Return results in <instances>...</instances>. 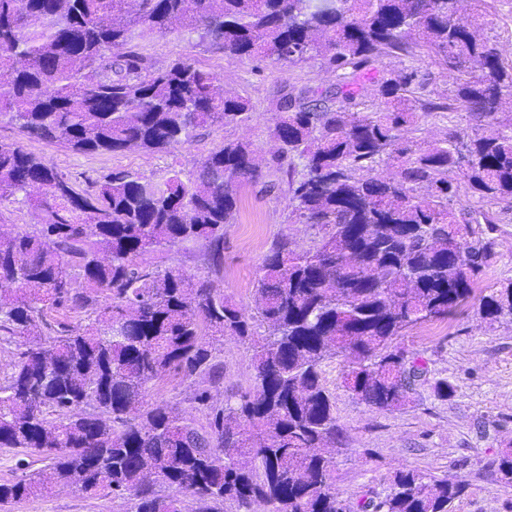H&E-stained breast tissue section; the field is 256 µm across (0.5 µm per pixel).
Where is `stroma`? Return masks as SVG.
<instances>
[{
    "label": "stroma",
    "mask_w": 512,
    "mask_h": 512,
    "mask_svg": "<svg viewBox=\"0 0 512 512\" xmlns=\"http://www.w3.org/2000/svg\"><path fill=\"white\" fill-rule=\"evenodd\" d=\"M461 10L496 38L505 60L511 62L512 0H489L487 8L479 10L465 4ZM138 48L160 67L180 57L198 62L214 75L218 87L248 98V120L236 125L216 122L197 129L191 139L160 154L75 153L44 140L22 138L5 118L0 119V142H22L27 151L64 174L79 190L86 189L89 181L117 172L153 180L164 179L174 170L189 176L224 142L248 144L262 176L238 183L235 219L224 227L220 253H213L201 241L148 253L141 261L153 266L177 264L189 274L211 277L238 306L254 309L258 272L273 243L285 237L293 248L303 250L318 233L317 227L293 221L286 179L272 162L278 147L274 135L276 101L282 89L326 88L334 83L335 76L318 57L259 62L207 51L199 46L197 35L185 31L148 37L139 41ZM460 204L491 216L483 231L494 242L493 252L473 296L454 315L423 323L397 337V344L422 358L428 370L425 382L412 392L410 403L386 411L353 396L343 383L352 366L349 354H338L322 365L338 429L331 483L340 499L356 503L366 495H384L397 472L414 470L445 473L464 482V493L455 500L453 512H512V487L500 482L491 467L512 447V318L492 323L479 312L484 295L512 281V207L467 192L461 193ZM219 358V380L172 373L150 385L147 403L178 408L187 417L205 423L206 414L194 401L196 393L208 391L213 404L219 406L226 393L245 392L253 384L247 342L224 337ZM440 378L453 386L444 400L432 389L433 381ZM128 508L123 499L103 495L85 498L73 490L57 488L47 495L22 500L9 512H127Z\"/></svg>",
    "instance_id": "stroma-1"
}]
</instances>
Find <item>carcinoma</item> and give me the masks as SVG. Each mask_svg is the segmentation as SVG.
Wrapping results in <instances>:
<instances>
[{"mask_svg": "<svg viewBox=\"0 0 512 512\" xmlns=\"http://www.w3.org/2000/svg\"><path fill=\"white\" fill-rule=\"evenodd\" d=\"M195 33L208 51L275 63L320 57L329 88L281 90L272 162L288 178L292 216L322 232L305 250L276 244L260 269L255 311L209 277L137 259L205 241L233 223L236 183L257 180L249 146L228 141L198 172L162 182L110 174L78 191L19 143L0 144V205L33 208L36 227L0 235V344L21 337L0 382V448L47 462L85 497L105 491L131 512H352L331 486L336 443L323 362L354 357L344 384L381 410L406 405L427 370L393 344L467 300L494 242L492 220L453 207L458 174L472 195L512 205V64L457 0H0V116L27 138L76 153H163L209 123L245 119L249 100L214 91L188 59L165 68L136 50L147 35ZM451 81L434 94L415 68L377 67L421 48ZM465 112L425 147L403 137L422 116ZM302 163L297 172L294 160ZM397 162L386 178L384 160ZM428 193L421 194V188ZM86 324L52 325L49 309ZM512 317V285L483 298ZM250 345L254 383L224 405L204 391L208 425L165 405L148 385L173 371L216 377L213 344ZM512 486V450L497 467ZM47 490L41 474L0 483V506ZM463 482L398 473L367 512H451Z\"/></svg>", "mask_w": 512, "mask_h": 512, "instance_id": "obj_1", "label": "carcinoma"}]
</instances>
